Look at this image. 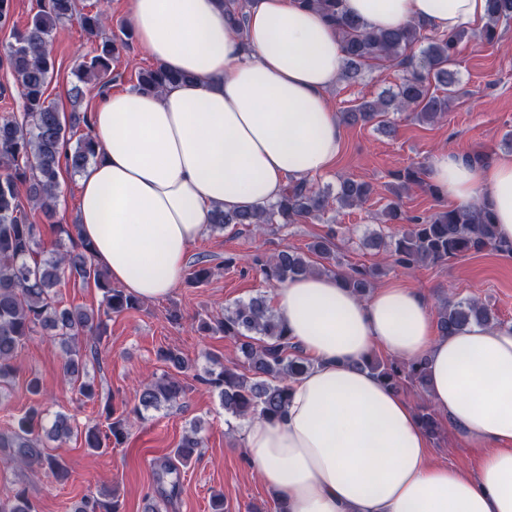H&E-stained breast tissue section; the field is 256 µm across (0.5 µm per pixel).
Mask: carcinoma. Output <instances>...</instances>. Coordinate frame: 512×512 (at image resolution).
Wrapping results in <instances>:
<instances>
[{"instance_id": "obj_1", "label": "carcinoma", "mask_w": 512, "mask_h": 512, "mask_svg": "<svg viewBox=\"0 0 512 512\" xmlns=\"http://www.w3.org/2000/svg\"><path fill=\"white\" fill-rule=\"evenodd\" d=\"M237 31L243 30L247 0H221ZM40 9L22 29L12 25L11 41L3 45V54L14 77L23 112L0 116V386L8 384L16 373L15 360L22 348L35 337H47L63 347V372L77 386L78 393L93 400L98 393L93 383L84 380L86 365L97 362L99 345L112 315L137 310L141 300L112 285L107 273L93 260L92 247L73 235L67 225H58L70 246L58 245L50 254L40 250L41 225L26 210L31 205L42 211L47 221L56 214L59 175L62 170L80 172L95 154L91 121L76 111L65 116L46 96L54 61L51 44L54 31L68 22H77L90 36L102 34L105 11L78 10L77 0H39ZM320 11L341 38L344 68L341 79H357L365 67L401 66L405 75L394 88L382 91L377 99L363 101L341 113L346 123L374 124L377 130L391 134V116L400 112L419 122H435L448 112L458 79L449 69L465 32L430 35L424 25L412 23L395 31L369 29L358 18L345 14L342 0H303ZM487 23L480 38L493 44L501 38L500 28L512 22V0H487ZM425 44L424 64L413 67L408 55L414 45ZM125 41L102 38L96 54L76 65L77 84L71 88L73 106L82 97L80 84L92 81L101 91L112 86V60ZM189 76L171 73L159 67L139 72L135 89L153 93L164 87L183 83ZM86 127V133L74 137V130ZM421 165H410L396 174L394 200L385 209L384 223L405 224L398 236L384 237L372 233L362 246L383 250L393 263L403 267H426L456 259L468 253L494 251L512 253V244L499 240L495 217L489 203L473 202L467 206L446 208L430 215L412 214L402 208V192L411 187H425L433 195L438 189L423 179ZM26 188L21 196L20 188ZM371 195V186L350 177L339 179L336 193L310 182L292 183L282 197L267 206L226 212L216 209L210 224L217 229L255 226L262 233L275 224H294L299 220L317 219L336 209L362 206ZM331 233L319 237L307 252L282 250L261 261L263 279L275 287L290 278L316 271H331L325 262L332 259ZM382 269L355 268L338 272L344 287L364 297ZM211 267L204 258L194 262L189 281L196 285L208 282ZM92 283L103 293L98 308H60L52 290L64 279ZM438 330L445 336L456 333L472 322L499 324L485 305L469 299L445 298L438 308ZM200 327L239 342L242 360L227 365L217 356L210 357L212 368L198 378L200 383L218 391L224 412L234 418L273 420L288 408V380L306 371L308 360L291 341L287 331L267 298L261 294L246 302L224 309L217 319H203ZM158 357L173 368L138 392L139 409L172 406L185 399L189 386L182 380L191 369L188 361L171 349H161ZM369 373L394 390L407 386L425 387L426 367L422 359L383 361L370 357L363 364ZM107 430L99 425L79 427L65 414L55 415L50 426L44 425L46 409L34 402L17 423L0 431V455L28 469L45 470L57 480L70 476L66 462L52 453V444L81 435L86 448L98 451L121 445L128 437L130 415L105 403ZM203 440L197 430L182 437L177 448L157 469V480L169 486L164 500L170 501L180 489V468L187 465ZM0 512H36L26 488L12 490L0 498ZM75 512H120L116 493L104 501L98 496L82 497Z\"/></svg>"}]
</instances>
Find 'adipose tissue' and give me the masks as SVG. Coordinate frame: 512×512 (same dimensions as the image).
I'll return each instance as SVG.
<instances>
[{
	"mask_svg": "<svg viewBox=\"0 0 512 512\" xmlns=\"http://www.w3.org/2000/svg\"><path fill=\"white\" fill-rule=\"evenodd\" d=\"M486 0H344L373 30L422 23L469 31ZM129 24L155 64L187 83L113 93L91 124L98 157L79 176V235L112 281L149 301L169 295L215 209L276 202L289 181L324 175L343 130L328 92L343 51L302 0H251L237 36L219 0H130ZM428 177L466 205L485 193L512 241V154L483 166L442 152ZM309 361L278 421H245L242 450L286 512H512V324L437 334L428 302L400 281L360 296L336 275L273 291ZM382 350L428 362V391L452 431L485 449L476 475L433 461L412 405L359 368Z\"/></svg>",
	"mask_w": 512,
	"mask_h": 512,
	"instance_id": "obj_1",
	"label": "adipose tissue"
}]
</instances>
